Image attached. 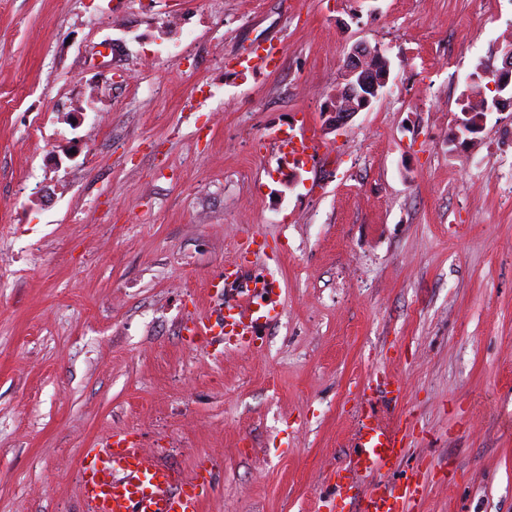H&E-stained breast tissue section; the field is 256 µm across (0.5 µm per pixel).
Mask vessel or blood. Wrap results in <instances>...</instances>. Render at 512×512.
I'll return each mask as SVG.
<instances>
[{
  "label": "vessel or blood",
  "mask_w": 512,
  "mask_h": 512,
  "mask_svg": "<svg viewBox=\"0 0 512 512\" xmlns=\"http://www.w3.org/2000/svg\"><path fill=\"white\" fill-rule=\"evenodd\" d=\"M274 144L282 158L294 163L313 159L320 145L311 135L283 133ZM223 302L218 310L194 322L193 336L213 345L231 343L259 349L267 329L282 318L281 286L272 278L240 286L238 268L227 267L209 283ZM403 385L385 376L359 393L362 410L356 423L355 451L336 468V512H407L422 493L417 472H406L401 427L378 413L379 405L399 401ZM82 494L90 512H202L213 482L212 471L197 467L190 475L147 457L135 440L113 434L102 447L86 451Z\"/></svg>",
  "instance_id": "b4317fda"
}]
</instances>
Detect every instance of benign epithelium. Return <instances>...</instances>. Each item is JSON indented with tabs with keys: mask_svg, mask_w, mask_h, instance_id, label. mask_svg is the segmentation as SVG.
Here are the masks:
<instances>
[{
	"mask_svg": "<svg viewBox=\"0 0 512 512\" xmlns=\"http://www.w3.org/2000/svg\"><path fill=\"white\" fill-rule=\"evenodd\" d=\"M486 75L492 78L489 88L505 91L512 85V47L503 51V66L490 68ZM390 77V61L378 47L360 43L353 47L344 67L343 83L336 96V105L329 109L331 124L346 126L359 112L378 99Z\"/></svg>",
	"mask_w": 512,
	"mask_h": 512,
	"instance_id": "benign-epithelium-1",
	"label": "benign epithelium"
}]
</instances>
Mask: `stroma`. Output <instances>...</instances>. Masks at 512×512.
I'll return each mask as SVG.
<instances>
[{
  "mask_svg": "<svg viewBox=\"0 0 512 512\" xmlns=\"http://www.w3.org/2000/svg\"><path fill=\"white\" fill-rule=\"evenodd\" d=\"M360 42L389 83L337 130ZM510 45L512 0H0V512H87L83 453L114 432L216 464L203 512H319L385 370L409 512H512V102L458 132ZM93 80L111 125L86 151ZM303 129L296 168L271 143ZM232 262L282 288L256 352L185 329Z\"/></svg>",
  "mask_w": 512,
  "mask_h": 512,
  "instance_id": "35a3bbf8",
  "label": "stroma"
}]
</instances>
